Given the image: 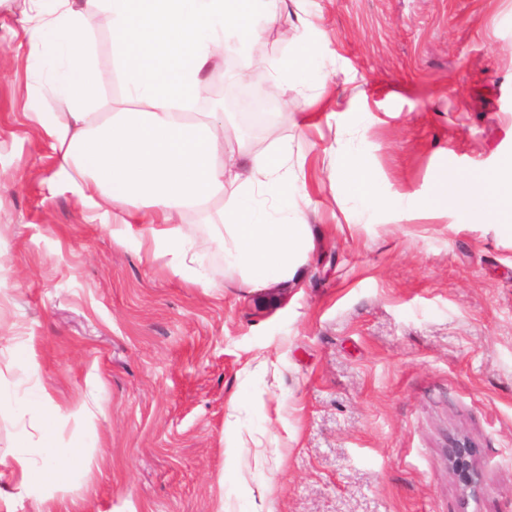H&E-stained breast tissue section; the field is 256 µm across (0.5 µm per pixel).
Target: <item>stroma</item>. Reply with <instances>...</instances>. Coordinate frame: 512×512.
Masks as SVG:
<instances>
[{
    "instance_id": "35a3bbf8",
    "label": "stroma",
    "mask_w": 512,
    "mask_h": 512,
    "mask_svg": "<svg viewBox=\"0 0 512 512\" xmlns=\"http://www.w3.org/2000/svg\"><path fill=\"white\" fill-rule=\"evenodd\" d=\"M319 74L284 107L298 47L256 13L210 78L249 58L276 138L230 114L227 147H288L313 245L293 287L208 282L148 257L55 189L28 103L62 108L0 0V457L80 448L57 487L0 472V512H512V232L420 209L363 212L351 155L391 197L512 156V0H281ZM470 438L466 498L447 447Z\"/></svg>"
}]
</instances>
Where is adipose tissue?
<instances>
[{
    "mask_svg": "<svg viewBox=\"0 0 512 512\" xmlns=\"http://www.w3.org/2000/svg\"><path fill=\"white\" fill-rule=\"evenodd\" d=\"M21 39L32 68L51 69L62 111L32 109L29 117L51 139L55 181L113 233L138 232L152 254L172 255L173 271L203 285L188 263L192 241L183 233L187 212L224 198L215 240L224 263L244 287L294 285L311 244L301 209L288 207L287 149L253 154L225 152L224 115L198 112L195 95L234 27L255 36L258 0H30ZM112 33L113 56L126 89V108L102 112L100 91L109 74L94 61L90 35L97 25ZM84 171L75 179L73 168ZM336 174L349 193L370 208L405 212L409 199L385 195L356 159L341 157ZM423 209L456 212L471 222L512 224V157L479 175L438 178ZM41 468L22 456L0 458L21 484L58 485L57 448L44 443Z\"/></svg>",
    "mask_w": 512,
    "mask_h": 512,
    "instance_id": "ef3b65f1",
    "label": "adipose tissue"
}]
</instances>
